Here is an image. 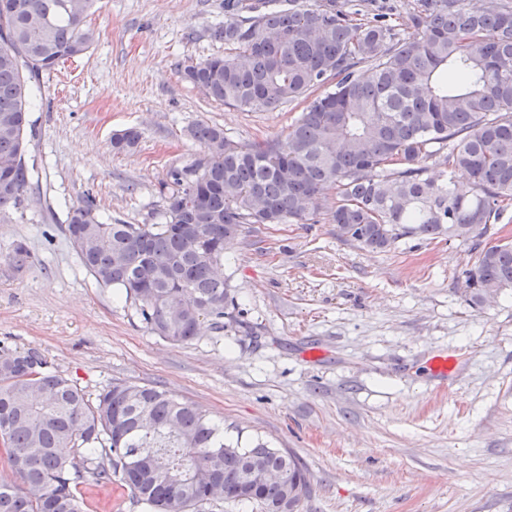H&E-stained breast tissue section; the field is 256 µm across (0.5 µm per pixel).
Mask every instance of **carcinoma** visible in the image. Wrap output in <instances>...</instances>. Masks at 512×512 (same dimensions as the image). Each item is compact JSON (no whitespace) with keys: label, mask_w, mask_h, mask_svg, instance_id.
Returning <instances> with one entry per match:
<instances>
[{"label":"carcinoma","mask_w":512,"mask_h":512,"mask_svg":"<svg viewBox=\"0 0 512 512\" xmlns=\"http://www.w3.org/2000/svg\"><path fill=\"white\" fill-rule=\"evenodd\" d=\"M0 0V159L18 160L0 215L19 208L30 183V112L39 76L93 40L96 0ZM372 15L354 24L337 0H226L214 36L233 52L184 68L214 101L273 111L306 106L283 140L241 145L209 124L187 128L205 149L169 172L175 186L157 224H113L87 199L67 232L100 288H114L151 333L194 340L203 320L224 319V245L245 224H305L321 211L362 249L389 251L408 237L487 234L512 208V0H412L409 37ZM443 178L428 176L432 167ZM463 170L465 184L451 175ZM195 178H188V174ZM336 190L328 202L323 193ZM467 303L512 291V241L483 248L465 271ZM151 452L143 454L141 449ZM0 512H87L83 473L96 486L118 477L147 512H211L224 503L256 512H301L311 474L262 439L243 446L224 424L165 390L114 381L90 397L35 351L0 344ZM277 471L283 481L268 483ZM224 499L212 498L215 475Z\"/></svg>","instance_id":"1"}]
</instances>
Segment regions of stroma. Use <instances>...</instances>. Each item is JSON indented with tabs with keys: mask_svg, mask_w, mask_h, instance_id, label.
<instances>
[{
	"mask_svg": "<svg viewBox=\"0 0 512 512\" xmlns=\"http://www.w3.org/2000/svg\"><path fill=\"white\" fill-rule=\"evenodd\" d=\"M224 0H98L87 54L40 77L32 185L0 219V342L40 352L89 394L115 380L202 407L224 436L269 441L311 474L302 512H512V294L470 307L464 272L512 223L468 242L340 238L328 215L248 224L224 250L222 326L172 344L98 287L66 233L92 194L101 214L154 224L172 167L201 157L188 126L235 141L285 139L302 104L243 111L208 99L184 67L229 48ZM133 127V149L112 147ZM29 253L16 266L11 253ZM456 359L448 378L431 359Z\"/></svg>",
	"mask_w": 512,
	"mask_h": 512,
	"instance_id": "obj_1",
	"label": "stroma"
}]
</instances>
